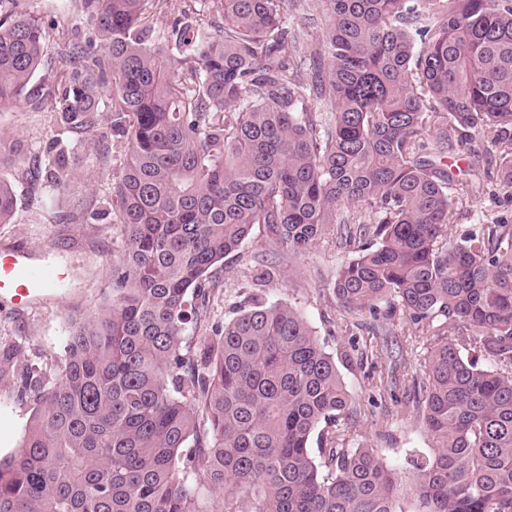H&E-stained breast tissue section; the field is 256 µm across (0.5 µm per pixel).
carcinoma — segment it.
I'll return each instance as SVG.
<instances>
[{
    "instance_id": "obj_1",
    "label": "carcinoma",
    "mask_w": 512,
    "mask_h": 512,
    "mask_svg": "<svg viewBox=\"0 0 512 512\" xmlns=\"http://www.w3.org/2000/svg\"><path fill=\"white\" fill-rule=\"evenodd\" d=\"M81 2L96 38L59 48L52 111L88 134L112 94L126 250L58 382L20 377L37 409L0 459V512H404L398 475L352 446L346 385L295 308L243 309L190 354L213 269L257 224L295 254L336 225L354 249L343 309L431 338L412 378L431 441L410 459L413 512H512V224L458 234L469 184L440 163L477 136L512 142V0H313L326 26L307 81L281 60L286 0ZM198 5L224 24L189 22ZM158 10L174 15L165 51ZM45 42L39 20L0 13L1 104L42 107ZM67 168L49 163L60 191ZM496 172L511 189L512 151ZM15 206L0 177L1 224Z\"/></svg>"
}]
</instances>
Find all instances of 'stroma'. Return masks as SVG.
Segmentation results:
<instances>
[{
	"instance_id": "35a3bbf8",
	"label": "stroma",
	"mask_w": 512,
	"mask_h": 512,
	"mask_svg": "<svg viewBox=\"0 0 512 512\" xmlns=\"http://www.w3.org/2000/svg\"><path fill=\"white\" fill-rule=\"evenodd\" d=\"M19 10L36 16L47 31L44 65L39 76L47 89H57L53 76L62 70L57 45L74 36L88 37L92 27L80 0H18ZM283 21L296 36L284 58L289 67L307 70L322 46L324 20L309 11L305 0H287ZM103 143L60 131L49 108L34 110L25 103L0 104V177L13 186L17 206L10 223L0 224V249L28 250L39 264L51 263L67 272L64 285L36 299L25 311L0 300V458L15 454L26 425L37 408L32 397L18 394L19 378L29 369L42 372L46 387L56 383L65 339L76 322L88 318L112 298V270L125 253L126 243L112 206V181L122 171L129 144L114 136L110 124L100 129ZM488 148L475 139L455 147L447 157L454 168H472V198L454 206V222L465 231L476 224H512V189H504L485 169L476 167ZM69 159V187L58 192L44 174L56 152ZM97 200L98 213L79 218L87 198ZM350 250L336 245L335 232L322 235L307 253L295 255L269 238L264 225H255L241 256L225 259L216 273L219 286L211 291L200 318L189 334L192 345L212 337L215 329L233 319L239 307L260 301L299 309L321 346L336 360L350 395L351 423L356 444L375 449L411 483L407 462L430 444L410 404L414 389L410 372L420 369L425 343L408 342L401 323L386 327L384 345L373 346L365 358L361 350L373 345V332L355 324L333 293L339 266ZM397 366L391 391L374 386L380 370Z\"/></svg>"
}]
</instances>
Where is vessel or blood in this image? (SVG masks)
Listing matches in <instances>:
<instances>
[{
	"label": "vessel or blood",
	"mask_w": 512,
	"mask_h": 512,
	"mask_svg": "<svg viewBox=\"0 0 512 512\" xmlns=\"http://www.w3.org/2000/svg\"><path fill=\"white\" fill-rule=\"evenodd\" d=\"M65 275L58 267L28 261L24 252L0 255V295L11 298L19 308L61 287Z\"/></svg>",
	"instance_id": "vessel-or-blood-1"
}]
</instances>
